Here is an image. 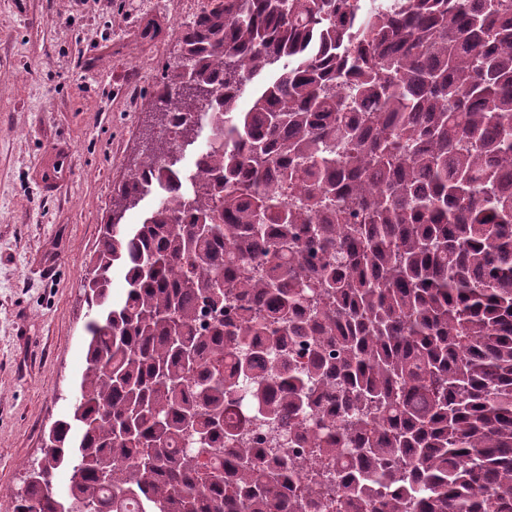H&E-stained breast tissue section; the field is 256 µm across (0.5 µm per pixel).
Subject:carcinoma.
<instances>
[{"mask_svg":"<svg viewBox=\"0 0 512 512\" xmlns=\"http://www.w3.org/2000/svg\"><path fill=\"white\" fill-rule=\"evenodd\" d=\"M179 45L162 126L212 140L136 151L13 512H512V0H212Z\"/></svg>","mask_w":512,"mask_h":512,"instance_id":"cac0c4a2","label":"carcinoma"}]
</instances>
